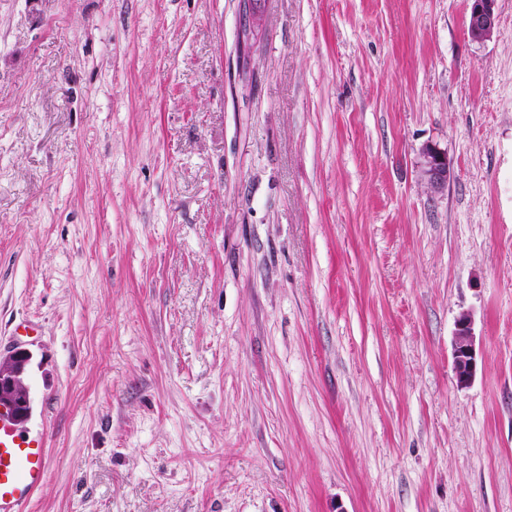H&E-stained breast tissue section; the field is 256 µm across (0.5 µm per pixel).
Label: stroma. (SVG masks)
I'll use <instances>...</instances> for the list:
<instances>
[{"instance_id": "35a3bbf8", "label": "stroma", "mask_w": 512, "mask_h": 512, "mask_svg": "<svg viewBox=\"0 0 512 512\" xmlns=\"http://www.w3.org/2000/svg\"><path fill=\"white\" fill-rule=\"evenodd\" d=\"M497 12L480 41L468 0H262L248 33L242 0H0L26 512H512ZM423 159L422 175L424 180L434 191L443 189L450 177L446 156L434 149H426ZM476 350L472 332V321L468 314H461L456 322L453 366L460 386L471 383L476 372Z\"/></svg>"}]
</instances>
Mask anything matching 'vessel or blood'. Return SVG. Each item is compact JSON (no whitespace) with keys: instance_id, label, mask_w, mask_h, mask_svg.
Returning a JSON list of instances; mask_svg holds the SVG:
<instances>
[{"instance_id":"b4317fda","label":"vessel or blood","mask_w":512,"mask_h":512,"mask_svg":"<svg viewBox=\"0 0 512 512\" xmlns=\"http://www.w3.org/2000/svg\"><path fill=\"white\" fill-rule=\"evenodd\" d=\"M48 466L44 439L20 435L14 421L0 414V512H24Z\"/></svg>"}]
</instances>
